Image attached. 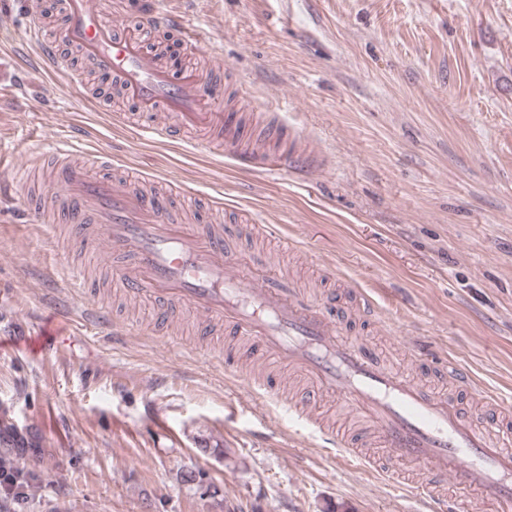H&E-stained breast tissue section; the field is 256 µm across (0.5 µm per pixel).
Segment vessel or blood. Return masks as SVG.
Listing matches in <instances>:
<instances>
[{
    "instance_id": "b4317fda",
    "label": "vessel or blood",
    "mask_w": 512,
    "mask_h": 512,
    "mask_svg": "<svg viewBox=\"0 0 512 512\" xmlns=\"http://www.w3.org/2000/svg\"><path fill=\"white\" fill-rule=\"evenodd\" d=\"M59 10L66 42L93 61L125 100L139 111L170 115V123L157 130L162 138L175 141L183 131L195 130L200 145L225 139L236 160L265 168L295 167L306 159L299 135L272 118L266 125L287 141V152L271 156L260 144L225 138L224 108L209 92V77L193 67L162 65L93 0H59ZM141 23L185 33L187 49L198 53L184 22L159 12L153 0ZM38 43L45 69L65 72L55 42L42 37ZM80 150L76 139L52 145L55 162L46 201L86 249L107 245L108 277L127 298H150L168 324L196 314L208 324L223 325L253 346V361L276 359L307 374L315 387L303 395V406L314 409L328 398L367 420L389 453L383 475L428 501L433 512H476L484 501L494 512H512L511 428L487 432L461 410L458 398L381 365L346 337L325 305L304 293L273 282L256 285L225 249L221 231L178 223L168 217L166 201L137 183L95 176L87 163H68V155ZM323 438L337 457L368 469L370 457L356 451L351 437L330 430ZM419 466L436 479L452 478L454 496L441 499L431 495L429 486L408 481L410 470Z\"/></svg>"
}]
</instances>
